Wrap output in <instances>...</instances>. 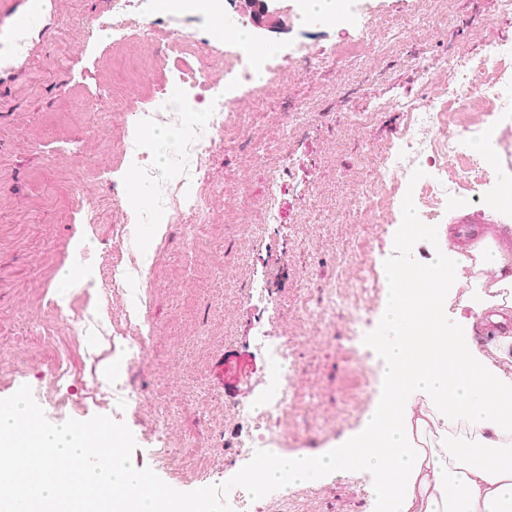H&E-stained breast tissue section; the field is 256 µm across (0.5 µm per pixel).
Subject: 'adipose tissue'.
<instances>
[{
  "label": "adipose tissue",
  "instance_id": "obj_1",
  "mask_svg": "<svg viewBox=\"0 0 512 512\" xmlns=\"http://www.w3.org/2000/svg\"><path fill=\"white\" fill-rule=\"evenodd\" d=\"M497 280L472 289L467 316L448 317L447 279L433 288H405L392 269L385 329L374 343L384 357V385L361 428L332 447L287 455L269 449L243 473L255 495L290 491L346 468L373 473L372 512H512V375L473 346L474 317L502 319L512 307V255L496 242L476 255ZM496 457L474 464L473 449Z\"/></svg>",
  "mask_w": 512,
  "mask_h": 512
}]
</instances>
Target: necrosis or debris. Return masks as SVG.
Returning <instances> with one entry per match:
<instances>
[{
    "instance_id": "necrosis-or-debris-1",
    "label": "necrosis or debris",
    "mask_w": 512,
    "mask_h": 512,
    "mask_svg": "<svg viewBox=\"0 0 512 512\" xmlns=\"http://www.w3.org/2000/svg\"><path fill=\"white\" fill-rule=\"evenodd\" d=\"M128 7L129 0H111L106 15L76 32L77 41L84 47L99 40L113 46L148 45L153 35L151 27L133 19ZM181 21L182 28L173 31L168 50L158 56L155 67L175 74L184 86L183 95L169 96L160 83L146 80L143 56H121L113 59L112 66L122 72L123 81L92 103L91 109L121 113L131 110L138 124L157 132L167 131L162 160L143 151L133 136L127 137L122 147L123 159L142 179L157 187L158 202L169 208L171 222L194 225L206 219L201 198L182 195L169 176L182 171L196 183H207L211 157L223 143L227 111L237 102L238 91L277 82L282 71L299 62L311 66L331 56L342 61L372 55L374 44L364 34L342 37L327 47L299 42L281 60L261 61L235 52V45L246 40L247 26L228 19L224 22V39L231 48L214 58L200 55L197 41L187 32L192 16H182ZM484 44V62L469 68L459 82L436 81L434 96L410 104L404 152L375 176L378 183L400 192L414 169L431 166L449 171V179L425 182L413 192L402 194L400 209L406 217H414L425 200L442 204L471 182L487 177L485 171L466 163L451 133L455 126L480 133L493 113L512 110V97L501 92L503 86L512 85V46L489 38ZM474 87L480 90L475 97L470 94ZM292 402L290 388L284 383L259 404L246 406L245 411L258 430L270 434L287 420Z\"/></svg>"
}]
</instances>
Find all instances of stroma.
Returning a JSON list of instances; mask_svg holds the SVG:
<instances>
[{
    "label": "stroma",
    "mask_w": 512,
    "mask_h": 512,
    "mask_svg": "<svg viewBox=\"0 0 512 512\" xmlns=\"http://www.w3.org/2000/svg\"><path fill=\"white\" fill-rule=\"evenodd\" d=\"M110 0H0V398L29 385L48 420L107 415L125 423L135 468H151L189 492L224 483L245 464L236 453L254 434L238 404L273 392L278 373L257 348L259 334L290 336L297 405L272 444L294 454L328 447L358 429L384 384L383 358L372 344L387 321L378 304L356 336L345 316L333 324L307 316L320 283L345 284L354 257L368 248L376 267H430L436 251L418 243L402 253L395 239L399 207L357 211L353 203L380 188L369 176L396 154L406 106L433 91L419 63L441 72L450 60H479L477 34L497 18L494 38L512 42V14L498 0H360L378 44L375 56L344 65L324 60L318 79L293 71L247 95L240 123L229 124L204 193L209 221L186 244L184 225L155 210L152 187L135 182L121 162L124 136L151 138L132 115L90 112L89 99L112 83V61L80 50L71 29L106 13ZM294 0H224V12L254 34V52L276 55L289 42L324 45L339 30L357 32L343 15L334 24L298 29ZM60 58L56 67L46 62ZM461 152L489 173L512 177V111L489 118L472 140L456 131ZM93 156L104 171L89 180L80 164ZM290 177L277 222L264 201L271 172ZM125 187L153 220L127 230L147 265L119 258L113 186ZM487 186L462 191L423 224L485 226L497 241L512 217L485 203ZM95 206L87 219L73 204ZM88 247L86 258L76 252ZM78 280L62 283L64 268ZM125 292L115 295L113 282ZM84 308L79 332L60 322L54 305ZM143 359H129L130 338ZM142 392L137 405L112 404L113 382ZM371 472L343 470L285 496L284 512H369Z\"/></svg>",
    "instance_id": "35a3bbf8"
}]
</instances>
